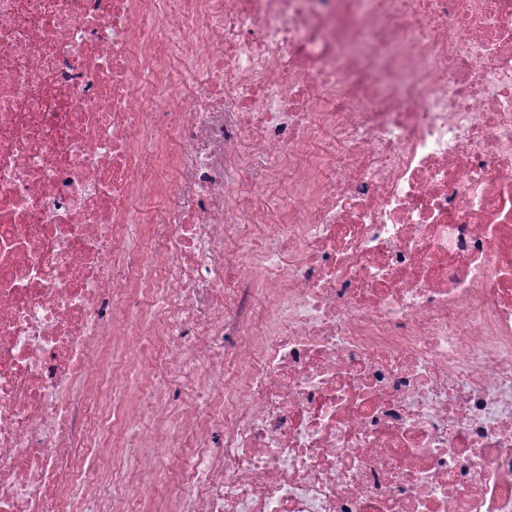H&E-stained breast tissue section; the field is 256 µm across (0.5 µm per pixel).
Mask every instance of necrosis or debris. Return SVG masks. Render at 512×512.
Segmentation results:
<instances>
[{
  "label": "necrosis or debris",
  "mask_w": 512,
  "mask_h": 512,
  "mask_svg": "<svg viewBox=\"0 0 512 512\" xmlns=\"http://www.w3.org/2000/svg\"><path fill=\"white\" fill-rule=\"evenodd\" d=\"M149 493L512 512V0H0V512Z\"/></svg>",
  "instance_id": "1"
}]
</instances>
